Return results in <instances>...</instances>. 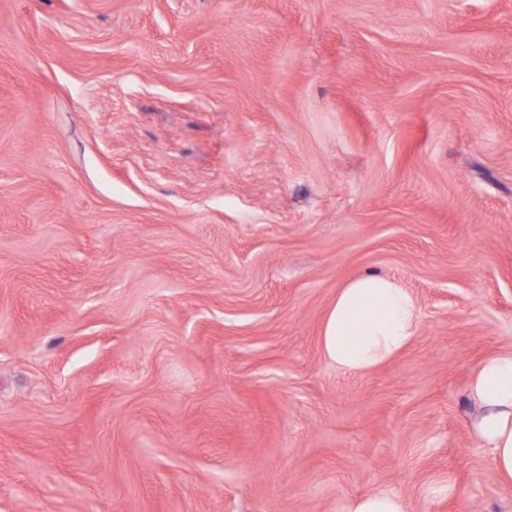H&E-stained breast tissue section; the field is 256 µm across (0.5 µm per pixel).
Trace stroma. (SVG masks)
Wrapping results in <instances>:
<instances>
[{
  "label": "stroma",
  "mask_w": 512,
  "mask_h": 512,
  "mask_svg": "<svg viewBox=\"0 0 512 512\" xmlns=\"http://www.w3.org/2000/svg\"><path fill=\"white\" fill-rule=\"evenodd\" d=\"M374 271L420 310L320 348ZM512 0H0V512H512ZM418 324V304L406 288L385 276L362 275L337 288L323 321L321 351L336 368L364 374L400 354ZM467 399L475 408L473 432L506 484L512 485V352L484 359L474 371ZM347 512H408L404 499L394 492L365 495L353 501Z\"/></svg>",
  "instance_id": "1"
}]
</instances>
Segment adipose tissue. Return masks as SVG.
<instances>
[{
  "mask_svg": "<svg viewBox=\"0 0 512 512\" xmlns=\"http://www.w3.org/2000/svg\"><path fill=\"white\" fill-rule=\"evenodd\" d=\"M418 324V304L406 288L385 276L362 275L337 288L323 321L321 351L338 369L364 374L400 354ZM467 398L475 408V436L512 485V352L481 362Z\"/></svg>",
  "mask_w": 512,
  "mask_h": 512,
  "instance_id": "1",
  "label": "adipose tissue"
}]
</instances>
